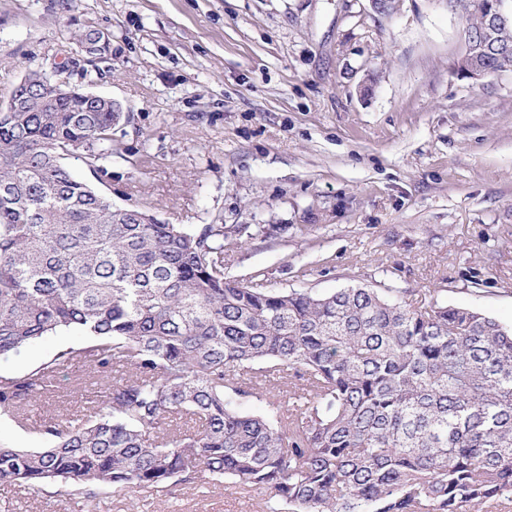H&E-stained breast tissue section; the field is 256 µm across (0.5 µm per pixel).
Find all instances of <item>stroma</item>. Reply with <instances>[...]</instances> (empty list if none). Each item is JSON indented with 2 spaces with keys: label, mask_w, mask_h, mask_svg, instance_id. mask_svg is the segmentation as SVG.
I'll return each instance as SVG.
<instances>
[{
  "label": "stroma",
  "mask_w": 512,
  "mask_h": 512,
  "mask_svg": "<svg viewBox=\"0 0 512 512\" xmlns=\"http://www.w3.org/2000/svg\"><path fill=\"white\" fill-rule=\"evenodd\" d=\"M445 0H0V101L50 70L73 33L112 36L90 91L120 102L103 189L170 224H220L224 274L265 288H400L413 306L476 309L512 326V72L460 77ZM369 82V96L358 87ZM66 332L0 358V374L78 344ZM111 377L82 367L0 440L41 448ZM253 489L199 482L107 496L100 512H260ZM0 486V512H80Z\"/></svg>",
  "instance_id": "1"
}]
</instances>
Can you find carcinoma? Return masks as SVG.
<instances>
[{
  "label": "carcinoma",
  "instance_id": "1",
  "mask_svg": "<svg viewBox=\"0 0 512 512\" xmlns=\"http://www.w3.org/2000/svg\"><path fill=\"white\" fill-rule=\"evenodd\" d=\"M464 32L479 0H450ZM457 65L503 68L512 26L465 40ZM0 107V356L59 332L83 340L0 375L22 423L66 368L112 378L47 446L0 442V484L74 498L191 480L267 494L268 512H503L512 505V328L477 310L421 311L398 288H262L224 276V225L167 224L73 176L112 166L116 103L32 70ZM147 217L138 223L131 213ZM288 384L246 414L239 399ZM191 429L163 432L165 421Z\"/></svg>",
  "mask_w": 512,
  "mask_h": 512
}]
</instances>
